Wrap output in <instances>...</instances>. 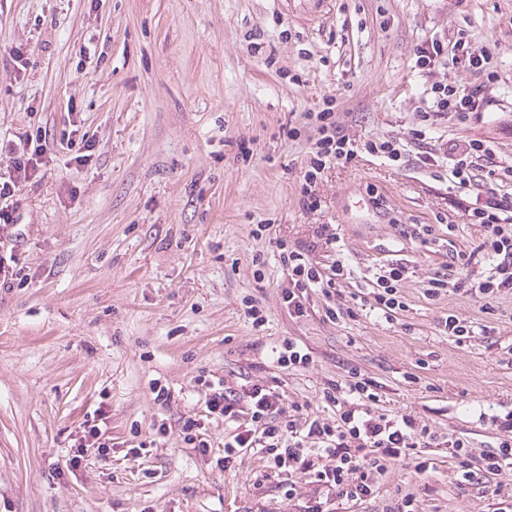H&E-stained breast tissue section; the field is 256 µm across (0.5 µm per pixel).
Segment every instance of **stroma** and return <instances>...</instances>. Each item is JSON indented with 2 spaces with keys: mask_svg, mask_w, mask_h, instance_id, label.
<instances>
[{
  "mask_svg": "<svg viewBox=\"0 0 512 512\" xmlns=\"http://www.w3.org/2000/svg\"><path fill=\"white\" fill-rule=\"evenodd\" d=\"M303 9L0 0V177L12 150H40L17 222L0 234L13 258L0 286V512H301L304 478L289 500L277 480L255 488L257 456L217 466L224 425L204 417L203 376L277 385L317 411L325 383L355 368L378 382L385 413L412 414L478 451L496 446L489 420L512 411V294L491 314L461 291L427 299L423 283L448 251L405 241L397 227L432 225L474 254L476 264L454 266L459 282L485 269L468 212L512 193V0H327L311 20ZM459 38L490 48L497 71L463 121L435 111L431 88L478 77L417 62L420 47ZM327 101L354 153L325 169L310 209L300 195L314 143L305 115ZM383 139L400 145V161L366 151ZM471 140L491 158L459 189L441 163ZM323 224L335 226L352 271L343 300L367 296L379 265L409 266L396 321L366 310L329 322L316 292L307 316L289 315L277 242L313 241ZM246 297L266 309L263 328L245 320ZM450 314L473 321L467 342L442 333ZM288 339L310 349L308 369L272 363L271 348ZM157 383L169 402L155 401ZM188 416L204 418L209 451L183 442ZM161 422L168 435H154ZM94 423L111 448L68 466ZM136 432L155 445L133 462ZM432 456L425 476L395 464L380 498L357 512L405 493L418 512H492L482 486L449 483L447 458Z\"/></svg>",
  "mask_w": 512,
  "mask_h": 512,
  "instance_id": "35a3bbf8",
  "label": "stroma"
}]
</instances>
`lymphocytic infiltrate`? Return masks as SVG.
I'll return each instance as SVG.
<instances>
[{"label": "lymphocytic infiltrate", "instance_id": "obj_1", "mask_svg": "<svg viewBox=\"0 0 512 512\" xmlns=\"http://www.w3.org/2000/svg\"><path fill=\"white\" fill-rule=\"evenodd\" d=\"M492 54L473 51L463 41L451 46L432 43L421 50L420 65L466 63L470 72L488 74ZM317 140L303 176L300 195L310 208L317 205L316 188L327 163L349 159L348 139L339 135L332 108L307 113ZM470 223L480 225L483 246L491 265L488 272L471 282L469 293L491 313L499 296L512 293V195L493 196L468 213ZM280 258L288 270L289 287L282 300L290 315L301 318L307 311L312 292H320L326 303L324 316L335 322L356 317L355 307L338 303L339 288L349 274L344 260L327 266L314 263L307 251L279 241ZM407 265L391 261L375 274L370 310L391 320L405 303L400 286L407 279ZM205 399L208 417L224 423L223 464H231L247 454L259 456L265 464V477H308L310 491L304 512H325L324 506L355 507L377 498L381 482L392 463L412 460L419 473H429L434 461L427 451L443 449L452 462L450 482L464 485L496 474L512 466V412L491 419L492 426L504 432L498 446L476 451L468 440L452 438L430 429L410 414L389 415L379 411L375 383L358 370L347 379L324 387L321 400L330 416L311 412L308 403L287 400L279 390L246 383L231 386L225 378L206 379Z\"/></svg>", "mask_w": 512, "mask_h": 512}]
</instances>
